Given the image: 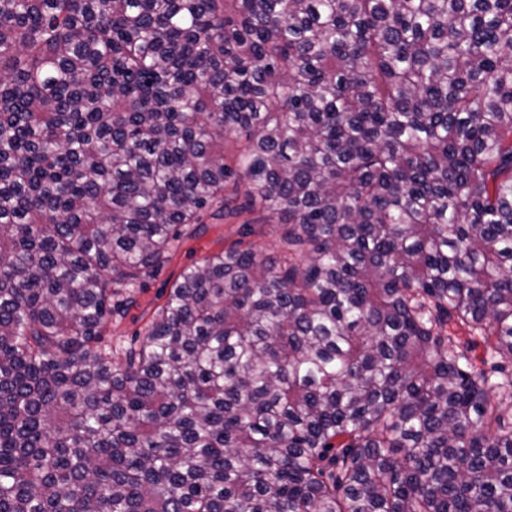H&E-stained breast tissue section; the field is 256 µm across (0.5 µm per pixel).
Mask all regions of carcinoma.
I'll return each instance as SVG.
<instances>
[{"instance_id": "cac0c4a2", "label": "carcinoma", "mask_w": 512, "mask_h": 512, "mask_svg": "<svg viewBox=\"0 0 512 512\" xmlns=\"http://www.w3.org/2000/svg\"><path fill=\"white\" fill-rule=\"evenodd\" d=\"M0 512H512V0H0ZM203 222L205 231L198 235L183 237L173 250L169 261L158 274L148 279L144 288L137 293V302L125 318L107 324L105 341H112V345H123L136 334L142 336L153 311L164 302L169 289L187 266L199 263L204 258L240 241L243 246L253 245L271 251L281 247L282 226L265 224L264 217L257 211L244 213L229 220H213L206 215Z\"/></svg>"}]
</instances>
